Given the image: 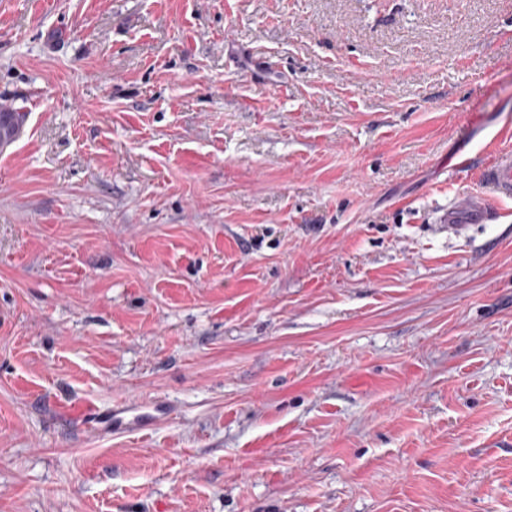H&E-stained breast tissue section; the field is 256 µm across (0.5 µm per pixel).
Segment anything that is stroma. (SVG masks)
<instances>
[{"label": "stroma", "mask_w": 512, "mask_h": 512, "mask_svg": "<svg viewBox=\"0 0 512 512\" xmlns=\"http://www.w3.org/2000/svg\"><path fill=\"white\" fill-rule=\"evenodd\" d=\"M0 104V512H512V0H0ZM479 178L494 195L512 199V150H500L482 167ZM494 209L486 194L465 191L457 195L454 203L441 216V224H448V231L461 233L471 224H484L490 220ZM169 412L170 407L166 401L154 400L136 404H113L112 409L107 412L86 406L82 415L85 416V424L95 432L117 436L150 430L167 419Z\"/></svg>", "instance_id": "1"}]
</instances>
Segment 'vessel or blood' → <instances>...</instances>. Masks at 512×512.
Masks as SVG:
<instances>
[{"mask_svg": "<svg viewBox=\"0 0 512 512\" xmlns=\"http://www.w3.org/2000/svg\"><path fill=\"white\" fill-rule=\"evenodd\" d=\"M479 178L486 187L485 192L459 193L448 211L442 215L441 221L447 224L449 231L460 233L471 225L490 220L494 213L491 196L512 199V150L499 151L482 167ZM169 412L167 402L154 400L136 404L118 403L107 412L87 406L82 414L86 425L95 432L117 436L152 429L167 419Z\"/></svg>", "mask_w": 512, "mask_h": 512, "instance_id": "obj_1", "label": "vessel or blood"}]
</instances>
